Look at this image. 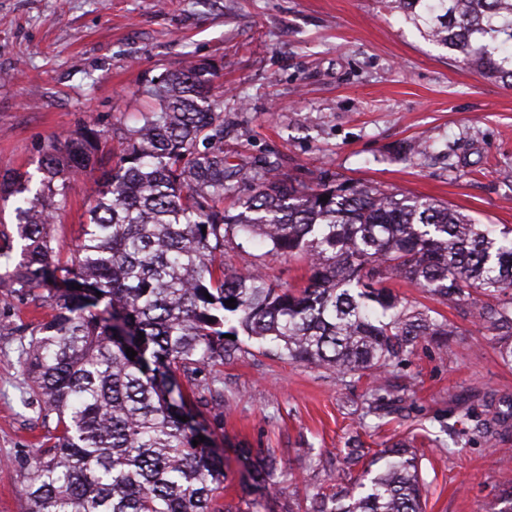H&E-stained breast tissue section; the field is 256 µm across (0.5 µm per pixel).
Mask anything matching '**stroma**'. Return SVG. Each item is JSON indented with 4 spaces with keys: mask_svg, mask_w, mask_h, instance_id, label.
Returning <instances> with one entry per match:
<instances>
[{
    "mask_svg": "<svg viewBox=\"0 0 512 512\" xmlns=\"http://www.w3.org/2000/svg\"><path fill=\"white\" fill-rule=\"evenodd\" d=\"M189 58L216 73L229 162L273 164L311 185L368 182L512 226V88L463 66L383 0H0V176L36 174L53 141L90 128L112 131L98 157L114 164L119 131L157 107L150 85ZM85 211L80 179L52 229L61 256ZM255 264L281 286L309 276L300 261L226 236L227 272ZM395 290L456 334L444 347L418 344L393 369L402 401L385 418L362 417L365 382L281 359L243 334L234 358L202 372L224 395L210 422L224 451L220 505L241 512L248 500L237 449L276 455L281 491L266 508L286 512L331 489L357 437L374 452L398 440L419 450L424 512H490L512 417L490 438L453 445L448 416L506 413L512 366L475 315L409 283ZM47 313L40 298L0 288V512H25L22 471L46 433L19 355Z\"/></svg>",
    "mask_w": 512,
    "mask_h": 512,
    "instance_id": "35a3bbf8",
    "label": "stroma"
}]
</instances>
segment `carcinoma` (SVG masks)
Wrapping results in <instances>:
<instances>
[{"label": "carcinoma", "instance_id": "carcinoma-1", "mask_svg": "<svg viewBox=\"0 0 512 512\" xmlns=\"http://www.w3.org/2000/svg\"><path fill=\"white\" fill-rule=\"evenodd\" d=\"M387 6L465 66L512 87V0ZM214 78L194 61L167 74L157 111L125 129L119 163L97 177L103 133L90 130L51 145L36 189L26 173L0 179V201L28 193L14 207L18 262L0 232V286L21 294L46 287L50 308L22 359L47 428L22 476L27 512H221L224 451L210 445L200 407L213 390L199 374L234 355L223 335L240 329L289 361L341 380L369 378L366 414L377 417L394 396L390 369L420 341L455 335L431 309L403 302L398 281L477 311L512 363L511 227L496 235L434 198L362 183L314 188L275 166L232 165L222 148L198 151L224 139ZM79 175L91 176L89 220L64 259L51 227ZM240 182L255 191L231 215L224 195ZM230 232L306 260L307 284L280 287L258 266L225 273ZM460 423L488 438L501 419L467 411ZM200 435L205 441L193 444ZM236 452L257 495L247 509L260 512L261 500L279 492L276 457ZM364 456L362 444L349 446L334 490L308 494L304 512H421L418 457L407 442L354 470ZM491 512H512L511 477Z\"/></svg>", "mask_w": 512, "mask_h": 512}]
</instances>
